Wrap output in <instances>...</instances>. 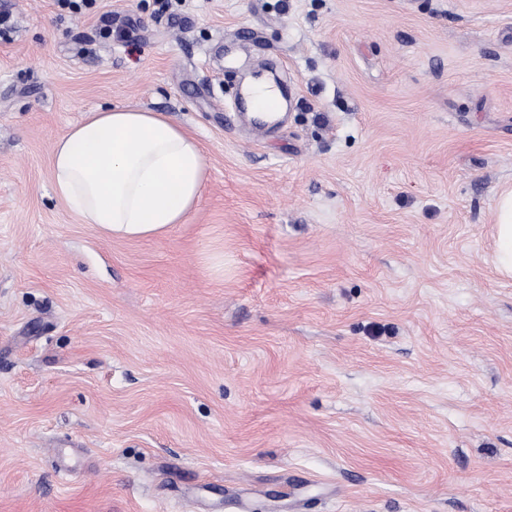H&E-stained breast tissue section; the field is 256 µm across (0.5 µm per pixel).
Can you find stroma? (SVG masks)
Wrapping results in <instances>:
<instances>
[{
    "label": "stroma",
    "mask_w": 512,
    "mask_h": 512,
    "mask_svg": "<svg viewBox=\"0 0 512 512\" xmlns=\"http://www.w3.org/2000/svg\"><path fill=\"white\" fill-rule=\"evenodd\" d=\"M0 512H512V0H0ZM286 90L263 135L246 78ZM207 167L186 223L54 193L87 113ZM497 250L495 264L504 276L512 277V191L504 192L494 207Z\"/></svg>",
    "instance_id": "stroma-1"
}]
</instances>
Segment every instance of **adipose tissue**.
Here are the masks:
<instances>
[{"mask_svg":"<svg viewBox=\"0 0 512 512\" xmlns=\"http://www.w3.org/2000/svg\"><path fill=\"white\" fill-rule=\"evenodd\" d=\"M206 163L198 140L160 113L93 112L52 153L56 196L105 237L160 236L198 206ZM498 271L512 277V191L494 207Z\"/></svg>","mask_w":512,"mask_h":512,"instance_id":"1","label":"adipose tissue"}]
</instances>
